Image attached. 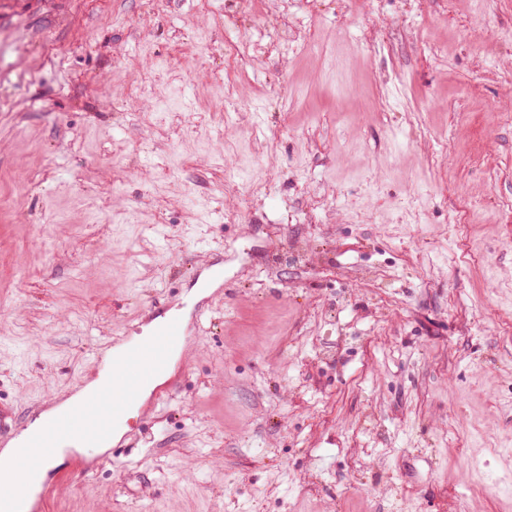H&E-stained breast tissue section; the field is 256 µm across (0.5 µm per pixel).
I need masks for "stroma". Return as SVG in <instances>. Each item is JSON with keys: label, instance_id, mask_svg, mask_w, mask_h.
<instances>
[{"label": "stroma", "instance_id": "1", "mask_svg": "<svg viewBox=\"0 0 512 512\" xmlns=\"http://www.w3.org/2000/svg\"><path fill=\"white\" fill-rule=\"evenodd\" d=\"M157 302L177 390L45 512H512V0H0L17 429Z\"/></svg>", "mask_w": 512, "mask_h": 512}]
</instances>
